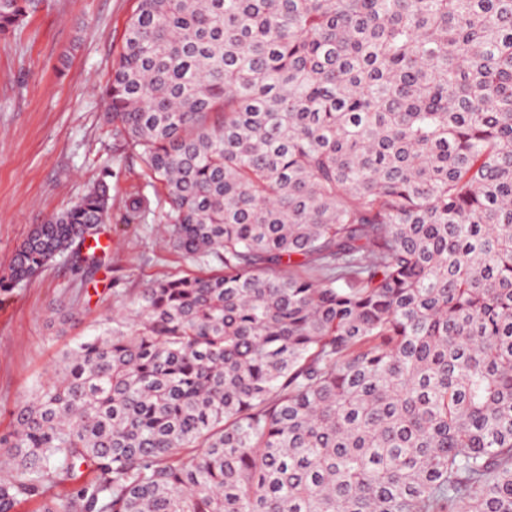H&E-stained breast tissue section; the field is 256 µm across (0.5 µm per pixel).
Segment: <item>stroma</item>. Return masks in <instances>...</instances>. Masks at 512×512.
Returning a JSON list of instances; mask_svg holds the SVG:
<instances>
[{"mask_svg": "<svg viewBox=\"0 0 512 512\" xmlns=\"http://www.w3.org/2000/svg\"><path fill=\"white\" fill-rule=\"evenodd\" d=\"M134 8L135 0H44L0 39V275L33 225L66 209L102 170L113 173L109 266L83 284L60 257L0 293V434L70 346L152 280L192 268L160 230L164 196L104 120L101 91ZM135 191L150 213L128 226L122 215Z\"/></svg>", "mask_w": 512, "mask_h": 512, "instance_id": "35a3bbf8", "label": "stroma"}]
</instances>
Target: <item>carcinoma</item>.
<instances>
[{
	"label": "carcinoma",
	"instance_id": "cac0c4a2",
	"mask_svg": "<svg viewBox=\"0 0 512 512\" xmlns=\"http://www.w3.org/2000/svg\"><path fill=\"white\" fill-rule=\"evenodd\" d=\"M102 96L197 269L16 406L0 512H512V0H137ZM109 176L0 292L92 280Z\"/></svg>",
	"mask_w": 512,
	"mask_h": 512
}]
</instances>
